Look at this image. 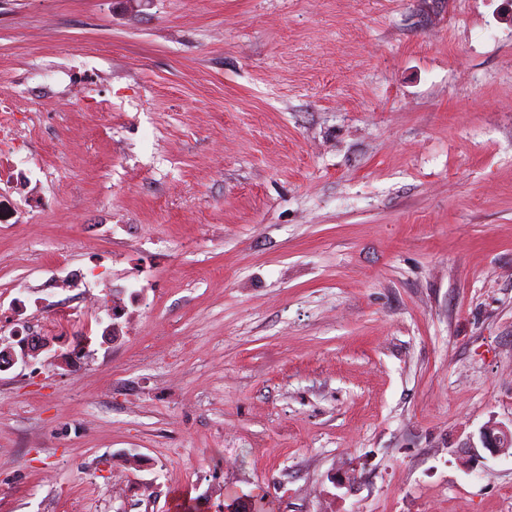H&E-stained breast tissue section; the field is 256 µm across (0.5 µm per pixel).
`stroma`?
<instances>
[{
    "mask_svg": "<svg viewBox=\"0 0 512 512\" xmlns=\"http://www.w3.org/2000/svg\"><path fill=\"white\" fill-rule=\"evenodd\" d=\"M0 96V314L123 311L0 378V512H512V0H0ZM53 288L61 289L62 291L79 290L76 294L80 298V306L76 314L89 315L94 318L98 324H103L105 320L112 323V319L117 313L112 308V305L100 303L97 299V281L81 270H71L63 277L57 279ZM70 314L67 315H59L55 317L54 320L57 321V332L58 337L62 338L67 353L71 355L73 367L75 371H80L82 369V351L84 348V343L87 336L77 335L74 333H70L67 331L65 322H69ZM482 448H486L494 454L508 453L512 450L511 433L504 426L494 421L485 424L479 432Z\"/></svg>",
    "mask_w": 512,
    "mask_h": 512,
    "instance_id": "35a3bbf8",
    "label": "stroma"
}]
</instances>
